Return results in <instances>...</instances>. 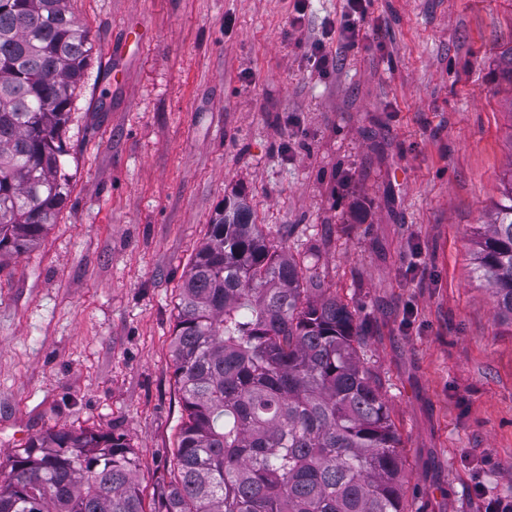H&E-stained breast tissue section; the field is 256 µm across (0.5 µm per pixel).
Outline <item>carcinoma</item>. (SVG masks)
Returning a JSON list of instances; mask_svg holds the SVG:
<instances>
[{"mask_svg": "<svg viewBox=\"0 0 512 512\" xmlns=\"http://www.w3.org/2000/svg\"><path fill=\"white\" fill-rule=\"evenodd\" d=\"M71 0H0V255L69 195L65 133L92 46ZM474 249L512 325V175ZM172 344L186 419L145 510L124 437L51 430L0 464V512H408L400 436L362 327L317 275L224 199L185 275Z\"/></svg>", "mask_w": 512, "mask_h": 512, "instance_id": "cac0c4a2", "label": "carcinoma"}]
</instances>
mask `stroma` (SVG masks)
Masks as SVG:
<instances>
[{
  "label": "stroma",
  "mask_w": 512,
  "mask_h": 512,
  "mask_svg": "<svg viewBox=\"0 0 512 512\" xmlns=\"http://www.w3.org/2000/svg\"><path fill=\"white\" fill-rule=\"evenodd\" d=\"M72 0L92 59L70 194L0 256V461L51 429L124 436L152 496L186 417L171 341L225 198L355 312L409 512L512 499V327L471 264L512 173V0ZM335 58L322 75L315 41Z\"/></svg>",
  "instance_id": "stroma-1"
}]
</instances>
